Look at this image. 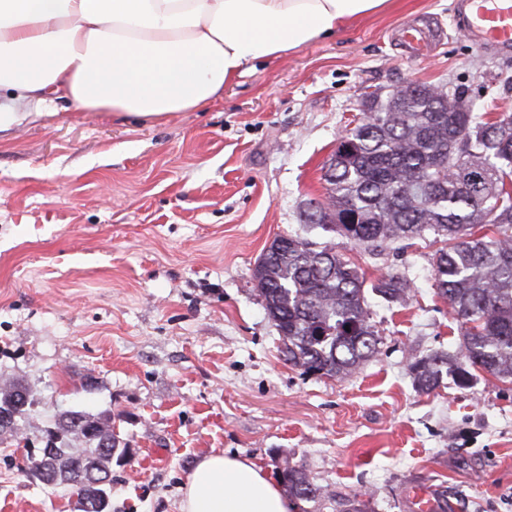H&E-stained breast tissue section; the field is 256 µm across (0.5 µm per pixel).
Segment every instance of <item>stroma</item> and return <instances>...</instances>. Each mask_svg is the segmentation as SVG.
I'll return each mask as SVG.
<instances>
[{
  "instance_id": "35a3bbf8",
  "label": "stroma",
  "mask_w": 512,
  "mask_h": 512,
  "mask_svg": "<svg viewBox=\"0 0 512 512\" xmlns=\"http://www.w3.org/2000/svg\"><path fill=\"white\" fill-rule=\"evenodd\" d=\"M458 0H389L284 57L256 62L223 96L156 123L48 105L0 131V386L36 402L0 439V512H80L75 489L29 474L43 429L69 411L106 415L130 448L112 466L110 512H179L182 487L213 452L289 461L362 512H413L425 485L438 512H512V382L473 369L460 324L435 295L434 237L374 256L308 230L322 168L363 101L414 83L467 89L475 115L512 114V53L457 23ZM445 29L422 61L394 29ZM279 235L310 237L367 282L400 273L405 301L370 297L382 342L342 380L303 374L281 352L253 279ZM444 354L436 388L416 359Z\"/></svg>"
}]
</instances>
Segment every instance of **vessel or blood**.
<instances>
[{
  "label": "vessel or blood",
  "instance_id": "1",
  "mask_svg": "<svg viewBox=\"0 0 512 512\" xmlns=\"http://www.w3.org/2000/svg\"><path fill=\"white\" fill-rule=\"evenodd\" d=\"M468 11L466 27L473 40L491 48L512 50V0H465ZM437 33L416 27L400 29L398 37L416 57L426 56Z\"/></svg>",
  "mask_w": 512,
  "mask_h": 512
}]
</instances>
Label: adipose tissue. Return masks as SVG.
<instances>
[{
    "mask_svg": "<svg viewBox=\"0 0 512 512\" xmlns=\"http://www.w3.org/2000/svg\"><path fill=\"white\" fill-rule=\"evenodd\" d=\"M387 0H0V127L47 99L158 122L224 94L255 61L335 35ZM262 466L198 461L179 512H293Z\"/></svg>",
    "mask_w": 512,
    "mask_h": 512,
    "instance_id": "ef3b65f1",
    "label": "adipose tissue"
}]
</instances>
